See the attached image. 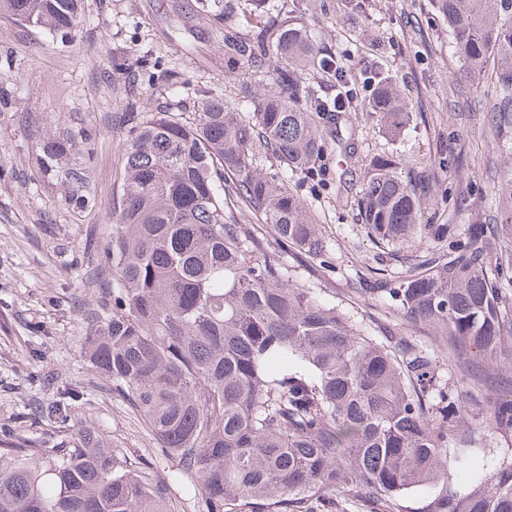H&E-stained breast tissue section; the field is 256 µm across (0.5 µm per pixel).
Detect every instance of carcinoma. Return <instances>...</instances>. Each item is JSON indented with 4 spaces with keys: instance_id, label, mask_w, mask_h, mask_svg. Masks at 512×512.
I'll return each mask as SVG.
<instances>
[{
    "instance_id": "obj_1",
    "label": "carcinoma",
    "mask_w": 512,
    "mask_h": 512,
    "mask_svg": "<svg viewBox=\"0 0 512 512\" xmlns=\"http://www.w3.org/2000/svg\"><path fill=\"white\" fill-rule=\"evenodd\" d=\"M467 75L495 65L489 123L512 134V0H434ZM25 25L68 37L83 23L80 0H0ZM224 52L266 74L280 91L242 107L213 93L187 123L174 112L127 110L124 174L104 248L112 299L95 313L89 363L112 395L139 412L174 459L171 477L206 512H512V452L467 487L448 470V449L466 442L464 400L490 407L489 426L512 441V165L493 188L498 224H419L433 185L404 181L396 160L361 169L359 216L394 248L448 240L424 270L374 289L438 348L380 340L312 288L293 283L284 254L332 267V253L288 178L314 169L329 114L342 108L301 84L297 73L336 71L294 17L272 20L248 40L224 35ZM247 116H241V113ZM369 112L390 131L408 106L385 77H373ZM62 134L42 145L43 172L80 146ZM269 155L276 168H263ZM70 200L95 203L87 173L64 172ZM257 223H249V219ZM501 244L496 262L491 242ZM59 448L38 465L27 441L0 438V512H167L166 484L132 470L95 436ZM430 489L408 509L405 495Z\"/></svg>"
}]
</instances>
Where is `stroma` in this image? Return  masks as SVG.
Returning <instances> with one entry per match:
<instances>
[{
  "label": "stroma",
  "instance_id": "1",
  "mask_svg": "<svg viewBox=\"0 0 512 512\" xmlns=\"http://www.w3.org/2000/svg\"><path fill=\"white\" fill-rule=\"evenodd\" d=\"M270 2L280 17L302 18L354 82L391 75L411 110L409 124L390 136L371 116L368 92H361L341 124L351 137L350 153L328 145L314 174L290 178L335 258L334 269L326 270L289 253L293 279L319 289L372 336L386 328L433 346L432 337L358 286L405 275L442 246L427 241L391 250L369 237L352 172L374 156L393 155L402 178L424 175L435 186L420 223L453 224L461 234L469 225L491 223L490 190L512 163V140L497 137L488 123L493 90L467 76L431 0H368L359 15L346 0ZM233 4L219 21L202 10L201 0H81L84 25L66 39L0 11V428L29 437L30 463L77 441L69 423L34 411L50 406L63 385L77 392L72 413L101 447L123 453L157 479L169 476L164 449L142 417L113 397L111 380L91 367L81 345L94 330L98 301L112 292L99 251L124 164L127 102L136 101L145 114L173 110L192 122L210 89H223L234 105L243 83L259 95L278 89L272 77L256 81L247 64L225 55V33L248 38L269 20L250 0ZM172 67L179 72L175 90L155 77ZM65 128L90 134L91 156L76 153L68 164L87 168L94 205L70 204L69 185L41 171L43 141ZM488 416L487 405L470 404L461 423L467 442L458 453L481 474L505 446Z\"/></svg>",
  "mask_w": 512,
  "mask_h": 512
}]
</instances>
